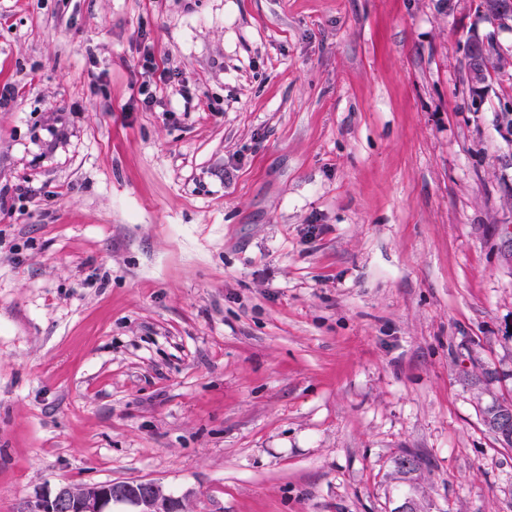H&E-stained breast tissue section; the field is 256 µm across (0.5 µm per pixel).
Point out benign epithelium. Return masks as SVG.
Masks as SVG:
<instances>
[{
  "instance_id": "1",
  "label": "benign epithelium",
  "mask_w": 512,
  "mask_h": 512,
  "mask_svg": "<svg viewBox=\"0 0 512 512\" xmlns=\"http://www.w3.org/2000/svg\"><path fill=\"white\" fill-rule=\"evenodd\" d=\"M480 13L491 27L512 29V0H481ZM490 60L495 65H488ZM463 70L478 109L489 79L512 70V54L501 52L492 37L473 32L464 45ZM495 427L500 434L512 433L511 403L498 410ZM113 504L131 506L133 512H179V502L150 481L62 486L28 503L23 512H111Z\"/></svg>"
}]
</instances>
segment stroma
Here are the masks:
<instances>
[{
	"mask_svg": "<svg viewBox=\"0 0 512 512\" xmlns=\"http://www.w3.org/2000/svg\"><path fill=\"white\" fill-rule=\"evenodd\" d=\"M478 3L0 0V512H512V78L477 112L461 69L512 30ZM142 70L141 75L144 76L145 80L140 84L139 92L140 95L144 96V101L147 104H152L156 101L158 88L170 81L171 73L168 70L156 68L149 57L145 58ZM112 504L128 505L133 512H177L175 501L154 482H106L78 487L61 486L27 504L23 512H112Z\"/></svg>",
	"mask_w": 512,
	"mask_h": 512,
	"instance_id": "obj_1",
	"label": "stroma"
}]
</instances>
